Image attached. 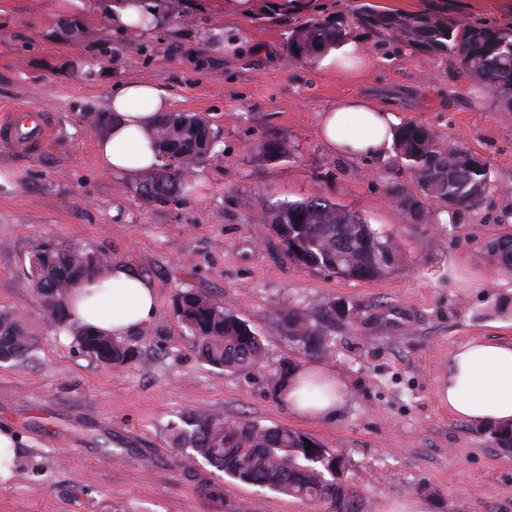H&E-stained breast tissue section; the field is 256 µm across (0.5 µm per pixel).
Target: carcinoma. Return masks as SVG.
Listing matches in <instances>:
<instances>
[{
  "label": "carcinoma",
  "mask_w": 512,
  "mask_h": 512,
  "mask_svg": "<svg viewBox=\"0 0 512 512\" xmlns=\"http://www.w3.org/2000/svg\"><path fill=\"white\" fill-rule=\"evenodd\" d=\"M142 7V23L155 12L168 16L178 10L179 0H129ZM347 12L335 19L308 17L289 30L290 60L305 63L320 53L365 33L379 45L446 56L457 65L462 78L475 91L490 95L512 108V23L462 18L444 9L386 12L366 2L349 0ZM161 164L144 173L138 190L149 202L169 201L189 187L192 177L218 144L210 122L197 113L162 112L154 129ZM396 157L414 177L419 194L394 188L390 196L418 224L432 219L429 202L448 207L451 216L475 208L490 192L487 164L471 153L440 142L429 127L406 121L395 132ZM286 154L278 142L260 149L266 162ZM261 223L277 227L288 258L298 266L326 271L346 279L371 280L384 275L394 264L397 248L382 232L358 213L314 192L296 201H282L263 214ZM486 251L505 267L512 266V239L501 238ZM109 256L79 249H38L32 256L29 280L56 316L63 312L70 290L103 267ZM175 312L194 339L199 356L227 370L246 371L264 362L265 347L244 320L224 310L208 295L182 292ZM276 327L288 342L305 353H318L327 336L306 313L284 305L275 318ZM79 349L102 363H132L138 351L132 345L81 325L73 326ZM14 314L0 312V360L27 356L36 346ZM171 443L190 448L195 455L224 471L230 478L267 488L303 501L336 503V472L330 453L314 459L308 436L279 425L250 421H226L203 411L179 417L167 427ZM344 497L336 512H361L360 498L342 487Z\"/></svg>",
  "instance_id": "obj_1"
}]
</instances>
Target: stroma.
Returning <instances> with one entry per match:
<instances>
[{
	"mask_svg": "<svg viewBox=\"0 0 512 512\" xmlns=\"http://www.w3.org/2000/svg\"><path fill=\"white\" fill-rule=\"evenodd\" d=\"M118 0H0V108L28 102L51 110L56 134L35 154L0 144V311L36 336L30 358L0 363V425L25 450L0 482V512H333L230 479L174 448L166 426L204 411L303 432L341 450L363 512L406 504L417 512H512V448L491 426L451 416L439 387L454 350L472 339L512 340V268L485 246L512 236V109L470 92L456 65L426 52L369 45L352 71L291 62L289 26L335 16L341 0H180L178 16L150 29L114 28ZM417 10L444 7L512 21V0H375ZM245 38L243 54L225 41ZM131 80L167 91L170 109L202 115L220 142L177 199H142L137 178L102 171L99 129L112 88ZM348 97L428 126L444 143L479 155L493 180L473 210L414 223L391 186L416 193L395 155L330 154L322 112ZM289 158L266 162L265 141ZM318 191L388 234L395 263L371 281L292 263L259 220L273 204ZM110 255L146 277L154 320L131 336L140 357L113 368L79 350L68 321L47 315L25 273L38 246ZM184 291L208 294L263 341L261 368L224 371L203 362L174 310ZM309 312L330 336L313 356L276 325L283 304ZM344 306L335 320L323 315ZM293 365L336 374L348 395L336 417L293 413L277 379Z\"/></svg>",
	"mask_w": 512,
	"mask_h": 512,
	"instance_id": "35a3bbf8",
	"label": "stroma"
}]
</instances>
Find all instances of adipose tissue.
I'll return each mask as SVG.
<instances>
[{
    "mask_svg": "<svg viewBox=\"0 0 512 512\" xmlns=\"http://www.w3.org/2000/svg\"><path fill=\"white\" fill-rule=\"evenodd\" d=\"M169 103L166 91L151 83L116 86L105 108L106 130L96 141L100 167L125 175L154 168L159 157L151 133ZM397 124L395 113L363 98H347L321 114L319 131L331 153L378 158L390 150ZM67 303L72 319L112 337L135 335L157 311L152 284L121 263L97 270L72 290ZM281 395L293 412L329 419L347 390L329 371L299 369L285 378ZM440 399L458 419L512 426V341L475 339L458 348L448 361Z\"/></svg>",
    "mask_w": 512,
    "mask_h": 512,
    "instance_id": "obj_1",
    "label": "adipose tissue"
}]
</instances>
